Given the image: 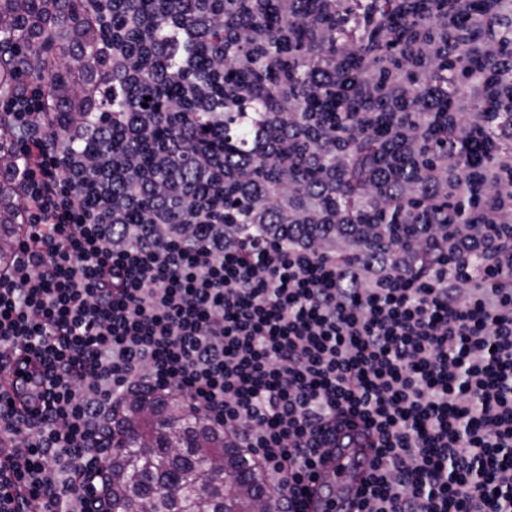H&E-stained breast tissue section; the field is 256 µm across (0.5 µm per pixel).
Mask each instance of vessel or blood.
I'll use <instances>...</instances> for the list:
<instances>
[{
	"label": "vessel or blood",
	"instance_id": "obj_1",
	"mask_svg": "<svg viewBox=\"0 0 512 512\" xmlns=\"http://www.w3.org/2000/svg\"><path fill=\"white\" fill-rule=\"evenodd\" d=\"M375 459L369 448H339L333 451L325 469L336 476V497L327 499L316 496L313 499L314 512H351L361 479Z\"/></svg>",
	"mask_w": 512,
	"mask_h": 512
}]
</instances>
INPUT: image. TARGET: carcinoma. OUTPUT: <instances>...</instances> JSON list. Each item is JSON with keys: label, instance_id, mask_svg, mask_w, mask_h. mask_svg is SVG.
Returning a JSON list of instances; mask_svg holds the SVG:
<instances>
[{"label": "carcinoma", "instance_id": "carcinoma-1", "mask_svg": "<svg viewBox=\"0 0 512 512\" xmlns=\"http://www.w3.org/2000/svg\"><path fill=\"white\" fill-rule=\"evenodd\" d=\"M184 0H112V13L100 0H0V88L11 89L23 73L47 76L52 97L66 103L68 111L89 116L87 102L102 101L111 114L112 151L123 153L128 145L123 135L126 121L124 104L129 98L151 97L153 109L161 108L181 85L177 75L180 57L170 61L172 75L164 80L146 68L141 78L130 84L114 81L105 87L96 80L97 44L101 30L110 26L113 38L133 42L148 34L159 46L171 35L166 18ZM456 12L448 16V0H351L344 15L335 18L334 37L318 55L293 67L295 112L317 108L332 122H352L356 109L343 94L324 90L315 97L309 93L314 69L331 55L333 44L350 42L356 50L347 57L345 77L364 80L362 56L379 49L397 61L411 37L408 17L437 14L447 18L451 56L436 63L431 90L419 91L407 103V111H448V102L469 79H476L489 62L472 55L468 44L487 36L512 54V0H498L497 13L487 15L481 25L468 29V36H457V27L472 15L482 14L485 0H454ZM224 13L241 15L263 33L270 44V57L249 70L231 66L224 74L222 98L233 93L238 107L224 112L223 137L213 142L227 159L248 151L263 135V119L277 101L276 63L288 55L277 38L286 22L281 0H224ZM148 15L151 29L134 28L137 15ZM374 18L378 27L363 26V19ZM25 44V55L6 54L11 45ZM83 49V63L68 66L70 51ZM379 133L364 136L355 146L354 169L349 179L336 187L330 203L357 204L366 217L383 224H401L404 216L392 212L379 219L369 212L362 187L365 169L373 162ZM13 176L0 175V263L10 262L11 242L18 225ZM125 441L107 449L106 485L112 499V512H256L253 494L267 493V479L236 444L215 429L202 415L191 413L175 395H144L123 402L112 410V437Z\"/></svg>", "mask_w": 512, "mask_h": 512}]
</instances>
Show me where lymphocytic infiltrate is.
Here are the masks:
<instances>
[{"label":"lymphocytic infiltrate","mask_w":512,"mask_h":512,"mask_svg":"<svg viewBox=\"0 0 512 512\" xmlns=\"http://www.w3.org/2000/svg\"><path fill=\"white\" fill-rule=\"evenodd\" d=\"M349 2L321 0L302 22L282 0L281 39L325 43ZM193 15L189 26L172 11L166 53L149 42L129 56L102 39L100 83L134 79L142 57L163 76L174 55L193 71L199 45L215 61L213 84L227 61L246 70L267 58L263 34L225 19L216 0ZM216 22L248 53L214 46ZM446 35L436 17L420 21L400 65L369 53L366 80L349 85L346 46L322 62L320 87L383 101L388 117L363 112L346 131L293 111L283 67L249 156L124 158L131 173L119 193L87 182L111 157L76 150L111 142V122L74 118L38 82L0 98L11 132L4 167L22 202L12 261L0 267V372L18 383L15 398L0 399V512H97L112 410L143 393L178 396L224 431L273 480L277 512H309L310 483L331 481L318 462L350 445L355 428L376 462L354 512H512V153L500 132L482 130L473 86L452 99L434 159V127L401 109L429 85ZM474 50L496 60L485 78L498 90L492 112L512 98V57L491 40ZM124 108L133 143L172 126L187 142L223 129L222 107L193 80L162 110L135 99ZM186 112L208 114L210 128L182 125ZM374 128L385 147L367 193L377 210L405 215L395 236L322 194ZM467 143L474 159L464 165ZM260 159L273 160L277 191L256 183ZM302 164L315 185L296 178ZM472 186L474 217L457 222L455 202ZM227 188L265 200L240 222L225 215Z\"/></svg>","instance_id":"f902f5d3"}]
</instances>
